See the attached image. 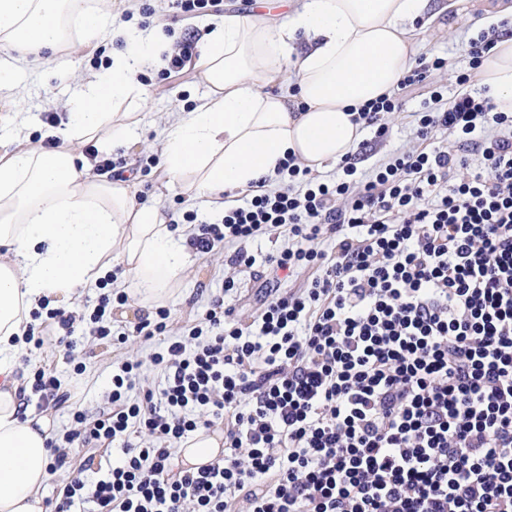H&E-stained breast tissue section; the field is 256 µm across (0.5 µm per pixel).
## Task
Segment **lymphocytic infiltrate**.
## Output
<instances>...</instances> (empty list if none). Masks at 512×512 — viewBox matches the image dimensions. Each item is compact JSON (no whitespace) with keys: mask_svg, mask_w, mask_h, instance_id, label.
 I'll return each mask as SVG.
<instances>
[{"mask_svg":"<svg viewBox=\"0 0 512 512\" xmlns=\"http://www.w3.org/2000/svg\"><path fill=\"white\" fill-rule=\"evenodd\" d=\"M468 41L462 93L430 83L434 57L398 91L359 108L373 129L322 180L287 158L281 186L198 222L203 254L263 263L265 300L242 323L223 297L112 376L109 408L71 414L66 443L122 447L95 483L74 478L54 512H512V113L468 86L498 41ZM426 86L418 147L358 165L389 136L385 116ZM281 248L256 260L248 242ZM308 272L282 291L283 275ZM224 428V456L173 471L199 428Z\"/></svg>","mask_w":512,"mask_h":512,"instance_id":"1","label":"lymphocytic infiltrate"}]
</instances>
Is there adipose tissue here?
Segmentation results:
<instances>
[{
    "label": "adipose tissue",
    "mask_w": 512,
    "mask_h": 512,
    "mask_svg": "<svg viewBox=\"0 0 512 512\" xmlns=\"http://www.w3.org/2000/svg\"><path fill=\"white\" fill-rule=\"evenodd\" d=\"M276 21L230 13L197 42L206 94L160 131L167 185L219 210L225 195L273 182L287 155L321 171L364 138L352 110L392 95L425 46L420 28L447 16L468 24L481 0H277ZM500 38L477 71L499 111L512 112V7L496 12ZM80 46L111 45L110 65L73 89L57 148L16 129L0 152V512H47L55 423L25 410L17 377L30 313L42 300L75 301L109 274L144 311L172 300L197 260L189 225L159 202L84 164L81 145L129 149L140 120L117 111L140 95L142 68L163 65L159 38L112 13V0H0V96L20 103L17 75L50 61L68 31ZM192 468L222 457L221 431L200 429L180 450Z\"/></svg>",
    "instance_id": "adipose-tissue-1"
}]
</instances>
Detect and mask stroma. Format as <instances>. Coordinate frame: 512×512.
<instances>
[{
  "instance_id": "obj_1",
  "label": "stroma",
  "mask_w": 512,
  "mask_h": 512,
  "mask_svg": "<svg viewBox=\"0 0 512 512\" xmlns=\"http://www.w3.org/2000/svg\"><path fill=\"white\" fill-rule=\"evenodd\" d=\"M113 8L120 11L122 19L136 21L139 28L160 32L167 30L175 39L187 33L199 35L200 24L214 20L210 14H199L191 18L169 17L166 0H115ZM472 35L470 28L462 27L451 33L437 23L423 33L427 45L426 57L441 56L448 60L447 70L435 73L433 79L444 85L449 94H457L460 90L456 76L467 66L466 48ZM69 57V52L65 51L41 70L19 73L24 101L16 107L8 100H0V115L15 113L17 121L29 124L40 139L54 135V127L46 124L43 116L48 112L62 113L63 104L78 78L77 73L62 66L63 61ZM138 82L144 91L143 99H130L119 106L120 111L138 112L143 117L137 131V143L122 155L123 160L135 168L129 183L138 201L157 200L179 218L188 209L184 195L178 188L166 187L160 167L147 166L146 159L160 154L158 134L168 113L179 106L191 110L205 95L207 88L198 70L190 64L186 65L182 75L168 79L162 70L153 69L140 74ZM422 100L420 92H412L406 96L402 111L387 114L386 122L391 136L382 154L417 146L412 114L418 110ZM231 273L235 274L239 282L240 293L225 296L226 302L235 307L242 321H251L258 305L255 273L251 270L231 272L224 261L223 249L218 248L211 254L199 256L183 280L176 299L167 302L169 319L165 336L143 341L142 337L134 334L133 327L146 319V312L131 302L117 304L112 309L110 321L114 333L126 334L125 344L115 346L92 336L78 337L74 355L77 361L83 363L85 370L77 375L66 362L64 346L49 338L40 348H27L21 358L25 374L30 377L36 370L42 369L56 375L62 385L72 392L71 406L83 410L88 419H95L99 408L108 403L107 385L113 368L126 360H141L142 384L155 385L160 372L151 364L150 353L163 347L165 337L182 335L185 326L193 321L196 313L203 311L211 298L222 294L224 277Z\"/></svg>"
}]
</instances>
